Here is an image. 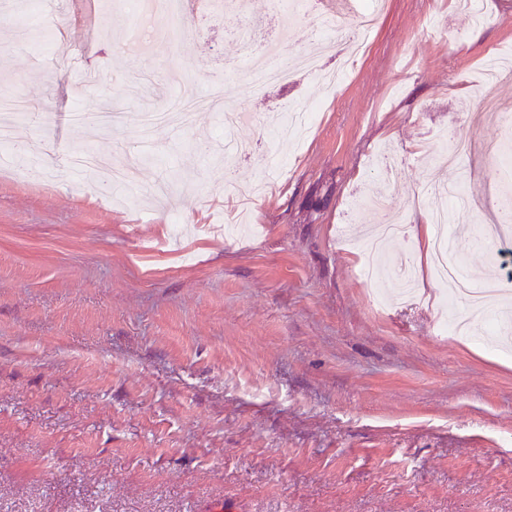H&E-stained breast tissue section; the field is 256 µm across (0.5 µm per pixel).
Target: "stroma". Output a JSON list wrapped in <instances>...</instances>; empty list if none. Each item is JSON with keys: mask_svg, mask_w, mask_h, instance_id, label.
I'll use <instances>...</instances> for the list:
<instances>
[{"mask_svg": "<svg viewBox=\"0 0 512 512\" xmlns=\"http://www.w3.org/2000/svg\"><path fill=\"white\" fill-rule=\"evenodd\" d=\"M245 2L188 0L203 38L138 52L119 50L134 17L108 0H65V39L0 22V93L43 115L14 123L39 176L0 171V512H512V355L478 341L486 315L462 301L471 335L438 333L427 261L412 298L365 280L414 243L369 255L357 233L423 223L417 195L459 183L477 203L449 215L454 248L473 281L506 282L485 246L512 250L501 132L476 106L512 109V76L480 75L497 53L512 63V0H484L479 24L449 0H387L333 92L294 62L335 68L355 36L339 4ZM270 42L294 72L255 93ZM101 70L107 85L78 93ZM212 87L238 125L214 106L143 143L140 113ZM451 130L472 152L436 166ZM86 150L148 193L74 174Z\"/></svg>", "mask_w": 512, "mask_h": 512, "instance_id": "1", "label": "stroma"}]
</instances>
